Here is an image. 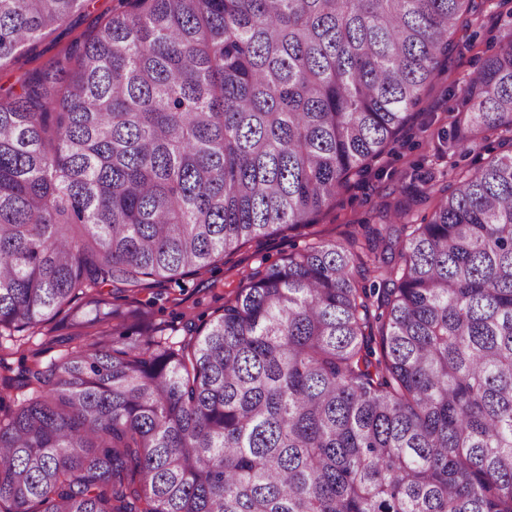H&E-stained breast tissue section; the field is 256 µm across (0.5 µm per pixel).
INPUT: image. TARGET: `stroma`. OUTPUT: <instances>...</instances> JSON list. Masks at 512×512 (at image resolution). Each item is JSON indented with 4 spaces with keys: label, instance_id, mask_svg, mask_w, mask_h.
<instances>
[{
    "label": "stroma",
    "instance_id": "obj_1",
    "mask_svg": "<svg viewBox=\"0 0 512 512\" xmlns=\"http://www.w3.org/2000/svg\"><path fill=\"white\" fill-rule=\"evenodd\" d=\"M476 3L478 19L459 26L456 34L459 48L445 61L429 86L423 104L394 144L392 154L383 157L384 176L368 177L337 196L335 205L320 219L324 238L334 240L358 225L376 224L375 214L381 202L396 201L402 198L404 188L417 191L439 178L440 168L433 161V153L450 125L455 94L465 80L480 71L485 58L501 48L504 32L512 30V0H476ZM112 5L113 0H90L70 25L43 37L20 53L13 64L0 68V94L17 89L19 79L27 72L48 67L76 37L89 34ZM303 243V238L289 235L250 242L226 256L212 272L148 288L133 300H112L110 308L117 317L139 306L146 308L157 324L171 331L174 338H181L185 323L211 315L223 306L225 295L243 275L260 264L280 261L294 246ZM76 334L67 314L62 313L52 321L49 334L34 333L22 346L11 347L7 366L0 370V402L9 408L28 395L27 390L7 386L9 371L18 370L24 362H46L58 357L74 346Z\"/></svg>",
    "mask_w": 512,
    "mask_h": 512
}]
</instances>
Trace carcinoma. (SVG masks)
<instances>
[{"label": "carcinoma", "instance_id": "carcinoma-1", "mask_svg": "<svg viewBox=\"0 0 512 512\" xmlns=\"http://www.w3.org/2000/svg\"><path fill=\"white\" fill-rule=\"evenodd\" d=\"M88 0H0V67ZM475 0H116L0 95V348L76 302L306 239L172 340L15 383L0 512H512V32L446 149L501 152L325 240ZM430 213L414 220V205Z\"/></svg>", "mask_w": 512, "mask_h": 512}]
</instances>
